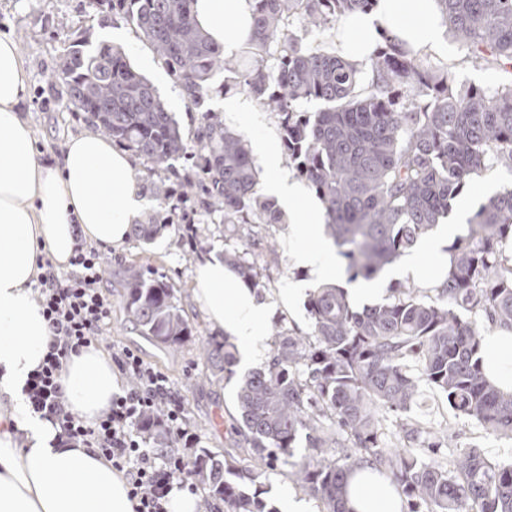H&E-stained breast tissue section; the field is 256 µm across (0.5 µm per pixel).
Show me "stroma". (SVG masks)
I'll return each instance as SVG.
<instances>
[{
    "mask_svg": "<svg viewBox=\"0 0 512 512\" xmlns=\"http://www.w3.org/2000/svg\"><path fill=\"white\" fill-rule=\"evenodd\" d=\"M79 28L90 30L92 45L109 39L125 50L134 68L157 88L186 138H193L202 112L224 117L226 105L241 95L238 86L225 84L224 74L219 71L211 79L200 107H189L173 77L123 15H113L108 27H100L99 14L91 0H0V35L13 39L25 60L28 96L21 105V114L31 128L34 147L42 159L60 154L67 138L91 126L84 113L67 109L65 91L54 79L56 61L71 34ZM430 60L451 65L461 86L492 87L502 79L500 72L464 61L452 41L444 52L431 54ZM169 206L170 223L151 243L128 238L124 245L113 249L111 259L103 267L104 289L112 303L104 342L119 349L136 350L145 361L164 372L185 398L186 416L197 435V448L221 453L244 445V432L236 422V388L247 370L239 366L233 378L213 382L206 379L201 343L213 331L195 299L194 265L205 257L223 258L225 249L242 245L255 256L274 250V260L263 277V294L270 304L266 340L271 343L281 327L296 335L311 330L306 296H299L290 311L277 306L275 300L297 284L309 289L317 285L316 276L296 256L315 249L318 242L298 237L294 225L289 223L261 227L224 224L218 216L177 196ZM130 263L169 281L178 306L194 329L196 344L178 350L164 348L141 336L128 322L119 280L123 266ZM409 415L423 424L451 428L455 435L453 446L440 449L438 458L477 448L492 462L512 463V438L486 434L472 419L455 415L445 396L430 387H422ZM294 487L291 467L279 463L262 470L255 482L246 483L244 489L275 507L280 490Z\"/></svg>",
    "mask_w": 512,
    "mask_h": 512,
    "instance_id": "35a3bbf8",
    "label": "stroma"
}]
</instances>
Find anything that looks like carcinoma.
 <instances>
[{"label": "carcinoma", "instance_id": "carcinoma-1", "mask_svg": "<svg viewBox=\"0 0 512 512\" xmlns=\"http://www.w3.org/2000/svg\"><path fill=\"white\" fill-rule=\"evenodd\" d=\"M194 2L98 0L99 24L123 11L191 104H200L222 70L277 115L288 162L323 204L326 233L349 280L380 278L466 188L497 166L512 169V0H438L464 58L507 75L492 88L457 87L448 67L401 42L385 40L366 73L306 42L307 34L334 28L372 0H253L245 60L224 59L197 24ZM295 16L304 19L302 35L289 30ZM89 42L90 31L79 29L58 57L55 78L67 105L146 162L150 174L194 158L197 171L182 181L222 223H282L276 201L258 193L259 168L243 135L207 114L188 144L124 49L102 45L87 54ZM148 189L158 210L131 227L145 243L168 223L163 210L170 199L163 180H150ZM448 255L431 295L391 282L383 302L359 311L342 288L314 287L307 300L311 332H277L268 364L239 383L247 443L239 453L271 468L294 457L298 437L306 435L309 455L291 462L292 476L325 512H347V475L364 466L390 480L407 512H512V465L494 464L477 449L446 467L426 462L415 449L435 454L451 447L453 435L405 421L404 445L397 446L386 426L387 414L410 410L424 383L443 393L455 413L512 438V393L481 366V336L512 331V186L475 211ZM224 264L261 293L264 267L248 250L224 251ZM121 286L127 319L141 335L175 349L192 342L167 281L132 263L123 267ZM207 360L213 376L232 375L233 343L211 339ZM189 474L207 501L223 502L227 512H276L243 490L259 476L254 469L240 470L203 449Z\"/></svg>", "mask_w": 512, "mask_h": 512}]
</instances>
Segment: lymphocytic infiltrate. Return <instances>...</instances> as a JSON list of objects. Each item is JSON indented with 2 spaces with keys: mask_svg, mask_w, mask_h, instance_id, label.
I'll return each mask as SVG.
<instances>
[{
  "mask_svg": "<svg viewBox=\"0 0 512 512\" xmlns=\"http://www.w3.org/2000/svg\"><path fill=\"white\" fill-rule=\"evenodd\" d=\"M104 252L79 245L62 273L51 259L39 258L33 298L49 330L43 361L27 377L23 393L29 410L57 430L61 448H90L123 473L136 502L135 512H167L173 485L187 486V452L197 442L186 419L183 396L168 376L129 348L112 360L123 380L109 409L94 420L83 419L68 403L61 383L64 362L82 350L100 346L112 314L102 285ZM166 433L169 445L152 448L143 428L148 417Z\"/></svg>",
  "mask_w": 512,
  "mask_h": 512,
  "instance_id": "f902f5d3",
  "label": "lymphocytic infiltrate"
}]
</instances>
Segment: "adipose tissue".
I'll use <instances>...</instances> for the list:
<instances>
[{"label": "adipose tissue", "mask_w": 512, "mask_h": 512, "mask_svg": "<svg viewBox=\"0 0 512 512\" xmlns=\"http://www.w3.org/2000/svg\"><path fill=\"white\" fill-rule=\"evenodd\" d=\"M251 14L252 0L194 4L199 26L228 53L248 37ZM341 31L345 57L361 67L388 37L426 53L446 47L437 0H374ZM26 88L22 56L14 41L0 38V400L10 406L0 416V512H133L124 475L93 451L56 447L51 424L28 413L22 387L49 340L29 286L38 256L48 253L64 269L78 244L120 246L145 201L129 156L98 132L73 135L52 161H40L19 113ZM274 142L270 132L254 145L266 191L287 208L299 234L322 241L300 261L317 277H335L336 253L322 240L323 207L283 173ZM194 284L211 328L234 339L240 366L262 358L268 308L255 291L213 257L196 262ZM482 366L497 387L512 392L511 331L483 336ZM62 381L73 409L92 420L109 408L119 375L109 355L90 349L67 362ZM346 501L349 512H403L395 487L368 469L353 471Z\"/></svg>", "instance_id": "adipose-tissue-1"}]
</instances>
